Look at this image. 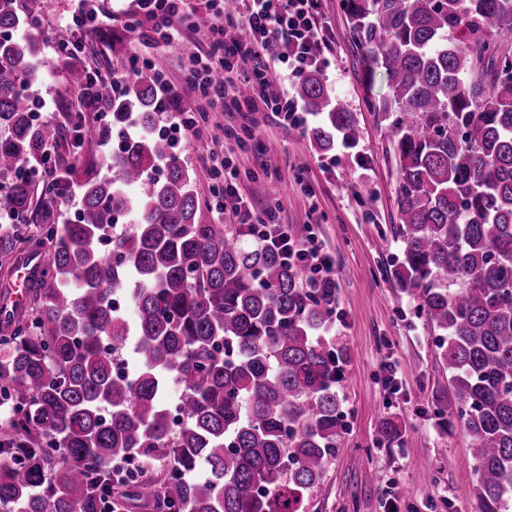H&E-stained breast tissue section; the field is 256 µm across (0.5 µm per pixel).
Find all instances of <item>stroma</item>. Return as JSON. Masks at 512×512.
Here are the masks:
<instances>
[{"mask_svg":"<svg viewBox=\"0 0 512 512\" xmlns=\"http://www.w3.org/2000/svg\"><path fill=\"white\" fill-rule=\"evenodd\" d=\"M110 14L112 43H104L97 27L86 30L82 64L108 77L125 65V47L135 37L128 28L131 0H100ZM69 0H42L41 30L46 46L41 78L33 88V104H56L53 120L65 123L80 113L85 124L96 122L50 48L62 38L58 17ZM330 65L321 75L361 131L354 147L335 145L316 151L304 128L265 126L260 139L244 138L239 159V191L258 203L280 204L285 223L312 222L335 264L336 303L346 323L336 330V343L348 354L337 384L345 430L321 483L306 498L304 512H384L391 493H398L399 512H478L473 497L475 474L468 459V440L436 406L448 392V371L441 365L436 335L410 296L398 288L391 272L401 255L397 236L399 159L391 118L373 109L389 93L382 71H371L367 56L354 41L346 0H323ZM196 33L157 50L152 72L181 88L194 51ZM278 162L269 171L255 165V144ZM204 142L179 140L178 155L191 173L199 199L198 221L213 223L210 187L201 164ZM317 212H310L309 199ZM394 378L398 392L386 380ZM402 426L398 443L376 442L382 419Z\"/></svg>","mask_w":512,"mask_h":512,"instance_id":"1","label":"stroma"}]
</instances>
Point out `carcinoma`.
Masks as SVG:
<instances>
[{
  "label": "carcinoma",
  "instance_id": "carcinoma-1",
  "mask_svg": "<svg viewBox=\"0 0 512 512\" xmlns=\"http://www.w3.org/2000/svg\"><path fill=\"white\" fill-rule=\"evenodd\" d=\"M353 39L384 70L394 117L402 253L392 277L417 301L448 368L450 411L469 437L479 512H512V0H347ZM42 0H0V172L66 128L32 120ZM297 93L319 115L311 144L360 131L322 76ZM110 119L81 129L91 161L79 215L42 237L0 225V282L19 256L48 263L24 309L0 328V512H304L344 431L336 384L345 359L328 335L331 288L246 231L199 224V201L173 142L158 134L154 74ZM36 177L4 186L24 219ZM130 228L98 243L115 215ZM125 295L129 320L112 310ZM109 339L111 351L101 349ZM129 375L112 362L129 343ZM165 471L116 466L153 459Z\"/></svg>",
  "mask_w": 512,
  "mask_h": 512
}]
</instances>
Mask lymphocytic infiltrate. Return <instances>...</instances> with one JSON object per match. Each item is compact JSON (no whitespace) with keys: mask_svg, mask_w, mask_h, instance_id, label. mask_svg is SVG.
<instances>
[{"mask_svg":"<svg viewBox=\"0 0 512 512\" xmlns=\"http://www.w3.org/2000/svg\"><path fill=\"white\" fill-rule=\"evenodd\" d=\"M136 15L151 25L152 34L129 57L126 70L113 73L110 88L120 92L131 71L147 61L151 50L183 38L184 31L202 40L184 71V87L208 111L227 116L222 132L201 124L193 112H176L171 131L198 140H217L235 129L251 130L260 121L298 126V105L286 86L289 79L325 66L328 40L321 24L322 0H134ZM237 31L227 39V31ZM279 91H271L272 82ZM213 197L212 213L220 224L243 228L277 251L288 264L306 272V283L317 288L334 280V261L313 225L295 230L283 223L278 207L256 210L239 192L238 168L224 150L211 149L203 159Z\"/></svg>","mask_w":512,"mask_h":512,"instance_id":"1","label":"lymphocytic infiltrate"}]
</instances>
